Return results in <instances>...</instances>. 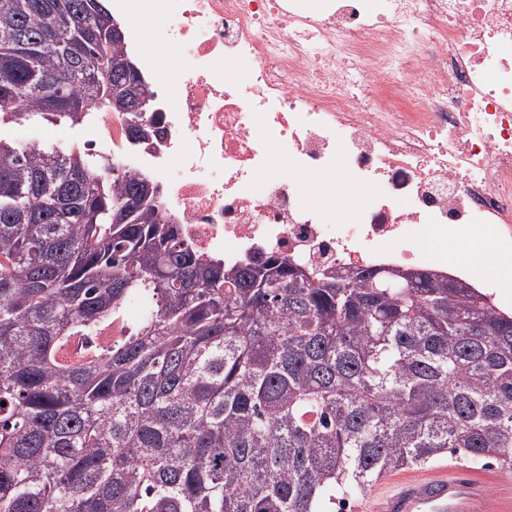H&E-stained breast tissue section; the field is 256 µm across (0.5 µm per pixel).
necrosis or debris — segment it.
Instances as JSON below:
<instances>
[{
    "label": "necrosis or debris",
    "mask_w": 512,
    "mask_h": 512,
    "mask_svg": "<svg viewBox=\"0 0 512 512\" xmlns=\"http://www.w3.org/2000/svg\"><path fill=\"white\" fill-rule=\"evenodd\" d=\"M137 2L178 73L149 84L162 133L103 111L86 147L150 175L199 253L455 277L422 241L469 225L512 261V0Z\"/></svg>",
    "instance_id": "4bbe7bcc"
}]
</instances>
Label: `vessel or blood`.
I'll use <instances>...</instances> for the list:
<instances>
[{
	"instance_id": "obj_1",
	"label": "vessel or blood",
	"mask_w": 512,
	"mask_h": 512,
	"mask_svg": "<svg viewBox=\"0 0 512 512\" xmlns=\"http://www.w3.org/2000/svg\"><path fill=\"white\" fill-rule=\"evenodd\" d=\"M360 512H512V484L498 491L469 463L452 460L418 474L383 477L359 504Z\"/></svg>"
}]
</instances>
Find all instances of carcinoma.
<instances>
[{"label":"carcinoma","mask_w":512,"mask_h":512,"mask_svg":"<svg viewBox=\"0 0 512 512\" xmlns=\"http://www.w3.org/2000/svg\"><path fill=\"white\" fill-rule=\"evenodd\" d=\"M114 24L105 0H0V121L86 123L134 83L143 141ZM145 182L0 139V512H329L448 454L512 471V314L430 270L226 266Z\"/></svg>","instance_id":"1"}]
</instances>
